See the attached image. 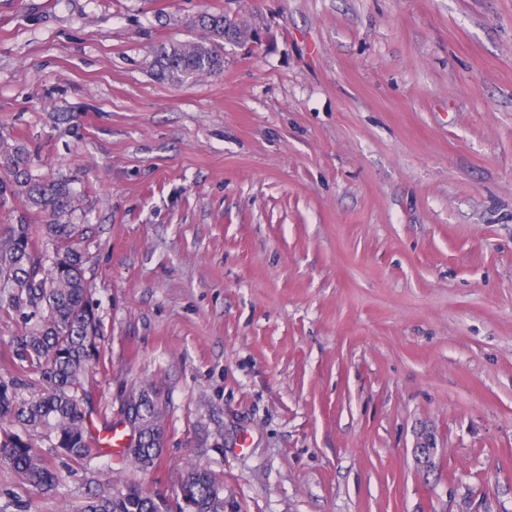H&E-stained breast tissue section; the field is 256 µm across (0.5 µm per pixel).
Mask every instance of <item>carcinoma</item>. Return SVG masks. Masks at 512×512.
<instances>
[{"label": "carcinoma", "mask_w": 512, "mask_h": 512, "mask_svg": "<svg viewBox=\"0 0 512 512\" xmlns=\"http://www.w3.org/2000/svg\"><path fill=\"white\" fill-rule=\"evenodd\" d=\"M205 39L169 43L155 52L157 75L183 83L224 70V13L197 15ZM27 150L0 138V202L21 194L43 214L35 226L24 220L0 225V310L17 315L24 331L13 362L18 373L0 380V461L36 491L55 489L59 475L34 449L33 437L79 461L89 458L84 376L97 354L99 320L77 244L83 227L60 221L76 211V197L63 179L32 177ZM127 418L138 434L125 460L142 470L160 455V409L145 389L126 399ZM181 512H224V484L209 472L189 468L179 485ZM80 512H163L134 485L94 493Z\"/></svg>", "instance_id": "cac0c4a2"}]
</instances>
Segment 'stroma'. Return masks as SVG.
Returning <instances> with one entry per match:
<instances>
[{
    "label": "stroma",
    "mask_w": 512,
    "mask_h": 512,
    "mask_svg": "<svg viewBox=\"0 0 512 512\" xmlns=\"http://www.w3.org/2000/svg\"><path fill=\"white\" fill-rule=\"evenodd\" d=\"M205 10L258 42L159 80ZM0 136L80 198L89 432L141 388L163 428L146 471L39 443L49 493L0 462V512H179L191 466L224 512H512V0H0ZM94 493L79 509L80 512H163L161 504L139 487L127 485ZM115 486V487H114Z\"/></svg>",
    "instance_id": "obj_1"
}]
</instances>
